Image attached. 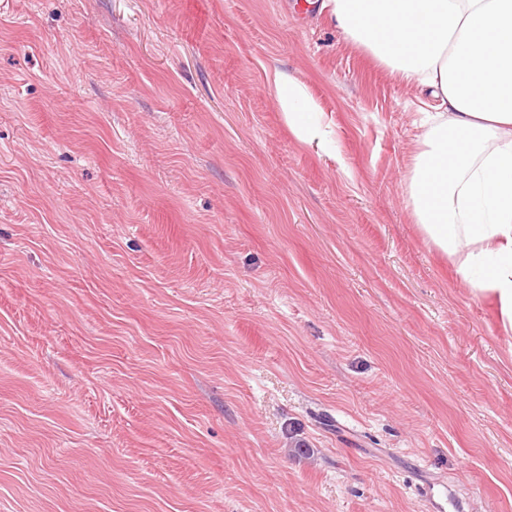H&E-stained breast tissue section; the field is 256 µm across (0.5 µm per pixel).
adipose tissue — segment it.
Listing matches in <instances>:
<instances>
[{
    "label": "adipose tissue",
    "mask_w": 512,
    "mask_h": 512,
    "mask_svg": "<svg viewBox=\"0 0 512 512\" xmlns=\"http://www.w3.org/2000/svg\"><path fill=\"white\" fill-rule=\"evenodd\" d=\"M338 27L435 101L405 178L426 244L448 258L512 334V0H332ZM273 84L294 137L333 155L306 89Z\"/></svg>",
    "instance_id": "adipose-tissue-1"
}]
</instances>
